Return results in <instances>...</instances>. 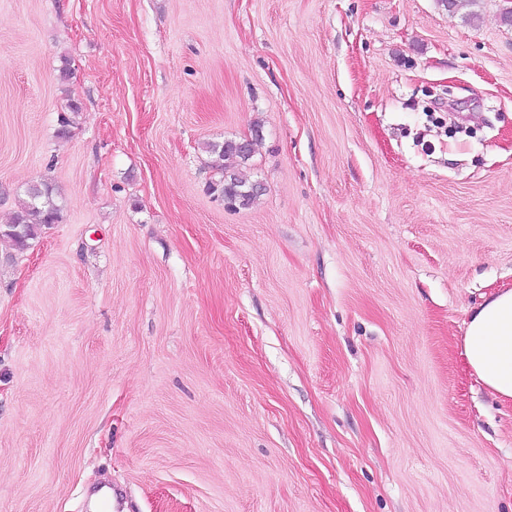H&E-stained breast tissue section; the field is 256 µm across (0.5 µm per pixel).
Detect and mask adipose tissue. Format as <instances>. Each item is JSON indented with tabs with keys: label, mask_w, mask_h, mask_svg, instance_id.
Returning a JSON list of instances; mask_svg holds the SVG:
<instances>
[{
	"label": "adipose tissue",
	"mask_w": 512,
	"mask_h": 512,
	"mask_svg": "<svg viewBox=\"0 0 512 512\" xmlns=\"http://www.w3.org/2000/svg\"><path fill=\"white\" fill-rule=\"evenodd\" d=\"M466 365L497 400L512 403V289L485 297L474 308L462 341Z\"/></svg>",
	"instance_id": "1"
}]
</instances>
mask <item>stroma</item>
Returning a JSON list of instances; mask_svg holds the SVG:
<instances>
[{"label": "stroma", "instance_id": "35a3bbf8", "mask_svg": "<svg viewBox=\"0 0 512 512\" xmlns=\"http://www.w3.org/2000/svg\"><path fill=\"white\" fill-rule=\"evenodd\" d=\"M510 8L0 0V224L64 204L0 241V512H512L462 355L512 288ZM256 125L230 210L204 146ZM26 198L19 201L11 224L0 226V239H8L16 250L22 252L29 247L42 229L60 222L62 208L57 201V192L50 182L31 184L24 192Z\"/></svg>", "mask_w": 512, "mask_h": 512}]
</instances>
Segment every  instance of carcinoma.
<instances>
[{"label":"carcinoma","mask_w":512,"mask_h":512,"mask_svg":"<svg viewBox=\"0 0 512 512\" xmlns=\"http://www.w3.org/2000/svg\"><path fill=\"white\" fill-rule=\"evenodd\" d=\"M260 132L261 127L254 126L251 148L246 152L241 151L238 141L232 139L206 145L209 165L215 175L210 189L220 194L230 208L249 207L264 192L260 182L243 177L239 171V166L253 156V145L259 140ZM24 195L12 222L0 227V239L9 240L20 252L29 247L30 241L36 239L43 228L60 222L62 213L56 189L48 181L31 184Z\"/></svg>","instance_id":"1"}]
</instances>
